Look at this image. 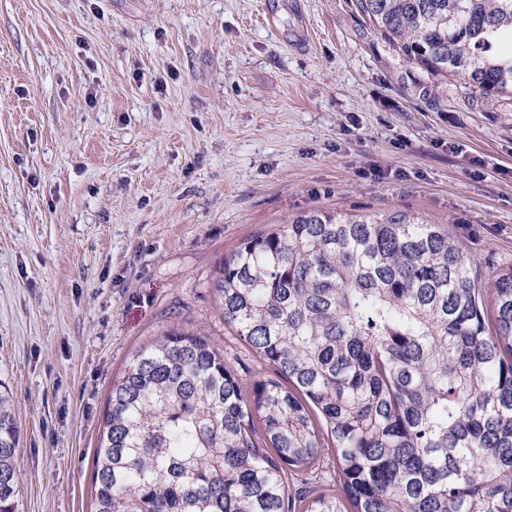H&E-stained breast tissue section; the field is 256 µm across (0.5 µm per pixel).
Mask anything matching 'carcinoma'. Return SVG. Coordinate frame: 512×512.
<instances>
[{
	"label": "carcinoma",
	"mask_w": 512,
	"mask_h": 512,
	"mask_svg": "<svg viewBox=\"0 0 512 512\" xmlns=\"http://www.w3.org/2000/svg\"><path fill=\"white\" fill-rule=\"evenodd\" d=\"M354 7L435 103L450 85L512 99V0ZM477 266L406 210L313 209L243 239L213 286L275 376L238 375L200 330L137 352L103 415L94 512H512V265L488 288ZM17 444L0 391V512Z\"/></svg>",
	"instance_id": "carcinoma-1"
}]
</instances>
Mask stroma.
<instances>
[{
	"label": "stroma",
	"instance_id": "35a3bbf8",
	"mask_svg": "<svg viewBox=\"0 0 512 512\" xmlns=\"http://www.w3.org/2000/svg\"><path fill=\"white\" fill-rule=\"evenodd\" d=\"M353 0H0V381L16 512H93L112 383L172 328L241 374L212 286L312 208L447 225L512 264V106L431 107Z\"/></svg>",
	"mask_w": 512,
	"mask_h": 512
}]
</instances>
